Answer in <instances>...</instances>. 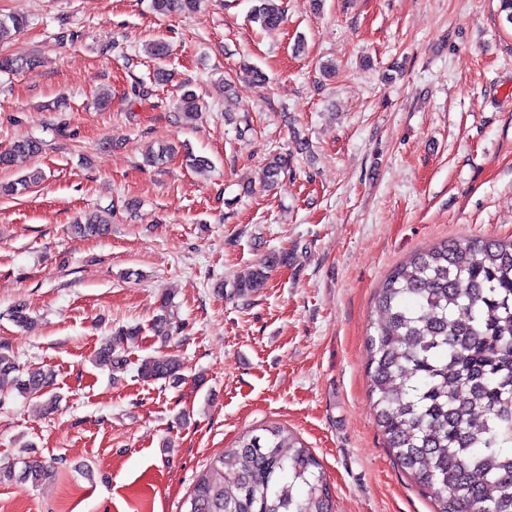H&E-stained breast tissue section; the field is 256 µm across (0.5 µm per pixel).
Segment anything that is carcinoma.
Segmentation results:
<instances>
[{"label": "carcinoma", "mask_w": 512, "mask_h": 512, "mask_svg": "<svg viewBox=\"0 0 512 512\" xmlns=\"http://www.w3.org/2000/svg\"><path fill=\"white\" fill-rule=\"evenodd\" d=\"M253 20L277 29L283 13L276 0H258ZM155 10L193 12L199 0H153ZM22 16L0 17V44L26 26ZM36 59L1 57L0 71L15 72ZM195 93L181 96L180 119H198ZM40 140L15 143L0 153V167L16 154H36ZM287 168L275 155L267 163L270 184ZM34 170L0 185L16 195L39 183ZM105 211L85 224H73L81 237L103 236L111 229ZM293 260L278 251L252 273L234 282L232 295L247 300L265 288L276 266ZM375 305L381 323L367 337L371 397L377 424L401 468L434 495L435 512H512V238L441 241L412 253L378 288ZM181 328L171 299L158 300L154 336L167 342ZM140 328L122 327L100 347L95 363L122 371L127 359L117 352ZM183 362L162 351L141 360L145 382H179ZM15 390L41 399L48 412L56 405L48 394L54 373L41 367L25 372L9 349L0 347V379ZM49 466L36 458L22 460L20 470L0 467V483L36 484ZM187 512H333L322 464L294 433L279 425L263 434H244L231 448L230 460L216 458L209 473L195 483Z\"/></svg>", "instance_id": "carcinoma-1"}]
</instances>
